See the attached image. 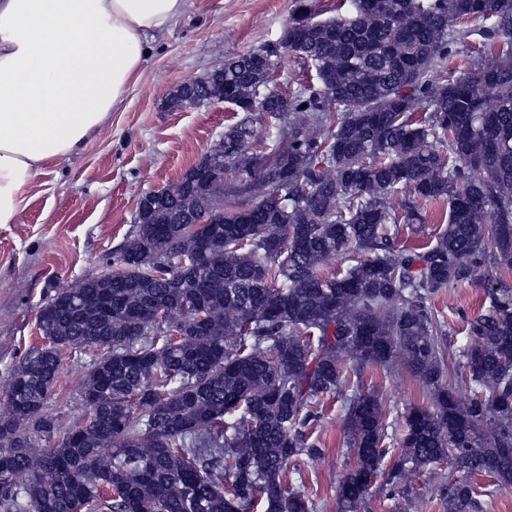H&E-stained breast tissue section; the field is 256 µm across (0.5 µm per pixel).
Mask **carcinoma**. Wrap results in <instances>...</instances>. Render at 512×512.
<instances>
[{
    "mask_svg": "<svg viewBox=\"0 0 512 512\" xmlns=\"http://www.w3.org/2000/svg\"><path fill=\"white\" fill-rule=\"evenodd\" d=\"M472 18L493 20L488 60L445 79L456 24ZM285 53L318 87L272 85ZM221 91L237 112L288 123L287 145L256 146L247 117L229 127L198 164L243 183L247 206L194 231L178 223L182 176L164 213L136 211L108 272L41 306L43 344L0 408V512H75L79 500L84 512H312L284 477L322 455L307 437L321 399L393 361L430 402L407 409L387 466L381 402L346 399L356 463L342 512L377 481L409 495L444 459L464 472L438 486L445 512H487L473 477L512 485V0H352L327 20L296 0L281 42L224 62ZM404 190L448 203L435 242L391 231L420 221L412 201L393 204ZM343 254L345 273L322 272ZM475 281L489 305L467 321L462 400L430 302ZM68 350L95 358L79 390L87 413L66 430L46 409Z\"/></svg>",
    "mask_w": 512,
    "mask_h": 512,
    "instance_id": "1",
    "label": "carcinoma"
}]
</instances>
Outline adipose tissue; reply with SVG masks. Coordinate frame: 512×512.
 <instances>
[{"label": "adipose tissue", "mask_w": 512, "mask_h": 512, "mask_svg": "<svg viewBox=\"0 0 512 512\" xmlns=\"http://www.w3.org/2000/svg\"><path fill=\"white\" fill-rule=\"evenodd\" d=\"M191 0H0V225L33 180L109 122L156 34Z\"/></svg>", "instance_id": "1"}]
</instances>
